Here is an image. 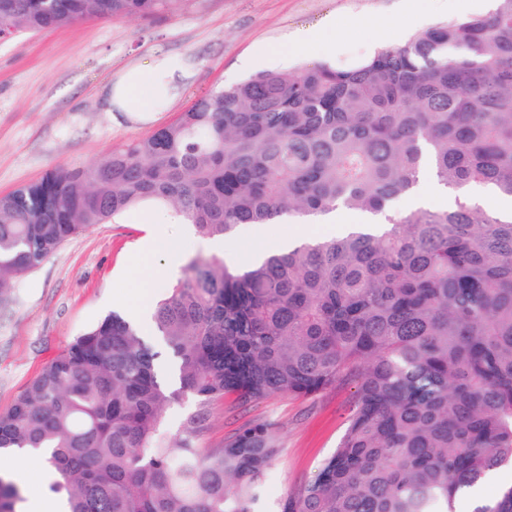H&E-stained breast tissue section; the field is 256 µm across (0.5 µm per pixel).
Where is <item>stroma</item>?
<instances>
[{
  "label": "stroma",
  "instance_id": "obj_1",
  "mask_svg": "<svg viewBox=\"0 0 512 512\" xmlns=\"http://www.w3.org/2000/svg\"><path fill=\"white\" fill-rule=\"evenodd\" d=\"M421 0H183L174 13L147 19L84 18L69 26L0 40V196L38 180L58 165L94 161L175 122L202 97L251 76L245 61L262 44L283 46L263 70L316 64L311 53L288 49L296 32L335 21L336 49L325 61L349 67L380 45L397 46L440 21L485 14L492 0H450L447 12L421 13ZM163 53L189 69L176 101L157 121H113L102 91L125 69ZM147 227L130 217L98 224L65 242L14 284L0 302V413L42 367L76 337L112 312L127 313L125 298L141 289L149 304L174 283L165 273L169 238L181 258L208 256L202 239L170 224L146 251ZM353 406L351 388L299 399L276 395L247 407L214 403L198 437L220 448L239 429L271 424L282 452L266 478L263 512L310 480L332 454Z\"/></svg>",
  "mask_w": 512,
  "mask_h": 512
}]
</instances>
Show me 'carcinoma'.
<instances>
[{"label": "carcinoma", "instance_id": "1", "mask_svg": "<svg viewBox=\"0 0 512 512\" xmlns=\"http://www.w3.org/2000/svg\"><path fill=\"white\" fill-rule=\"evenodd\" d=\"M182 0H0V31L87 16L140 19ZM442 210L396 204L422 168ZM512 0L439 22L349 68L258 73L198 100L150 137L0 196V301L66 241L144 204L203 239L336 209L383 213L259 261L194 257L157 303L152 335L113 312L73 340L0 414V451L48 448L60 512H259L281 453L271 425L196 446L209 405L354 388L346 430L278 512H512ZM197 410L170 439L169 406ZM25 498L0 474V512Z\"/></svg>", "mask_w": 512, "mask_h": 512}]
</instances>
